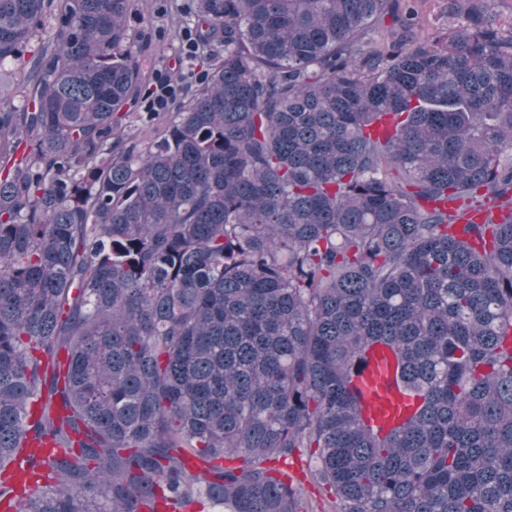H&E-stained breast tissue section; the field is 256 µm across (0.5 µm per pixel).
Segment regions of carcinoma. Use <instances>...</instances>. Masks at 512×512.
Listing matches in <instances>:
<instances>
[{
    "label": "carcinoma",
    "mask_w": 512,
    "mask_h": 512,
    "mask_svg": "<svg viewBox=\"0 0 512 512\" xmlns=\"http://www.w3.org/2000/svg\"><path fill=\"white\" fill-rule=\"evenodd\" d=\"M499 2L420 39L416 0H196L210 72L137 151L133 0H0V64L61 18L31 111L0 112V467L60 445L13 512H302L304 450L337 512H512Z\"/></svg>",
    "instance_id": "obj_1"
}]
</instances>
